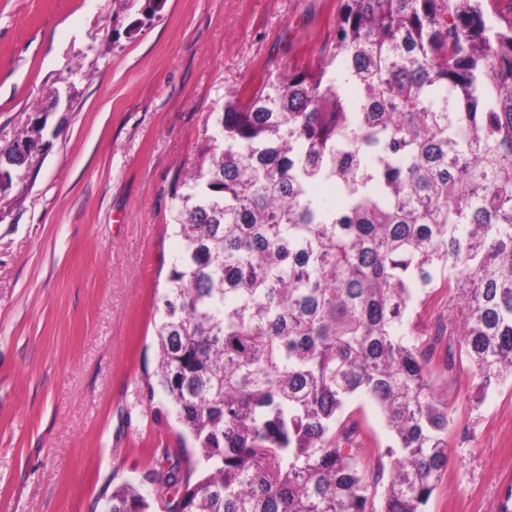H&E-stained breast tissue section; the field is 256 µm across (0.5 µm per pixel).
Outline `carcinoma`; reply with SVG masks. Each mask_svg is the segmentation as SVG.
<instances>
[{"mask_svg": "<svg viewBox=\"0 0 512 512\" xmlns=\"http://www.w3.org/2000/svg\"><path fill=\"white\" fill-rule=\"evenodd\" d=\"M327 70L232 91L178 175L180 237L147 377L192 439L101 512H424L448 464L411 319L448 299L446 366L512 381V22L482 0H341ZM12 188L43 147L39 116ZM360 394L389 466L360 467Z\"/></svg>", "mask_w": 512, "mask_h": 512, "instance_id": "cac0c4a2", "label": "carcinoma"}]
</instances>
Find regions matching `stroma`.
<instances>
[{
    "instance_id": "stroma-1",
    "label": "stroma",
    "mask_w": 512,
    "mask_h": 512,
    "mask_svg": "<svg viewBox=\"0 0 512 512\" xmlns=\"http://www.w3.org/2000/svg\"><path fill=\"white\" fill-rule=\"evenodd\" d=\"M0 0V142L49 111L29 188L0 221V512H94L108 485L165 468L180 429L156 366L158 299L178 241L175 176L227 91L316 69L339 0ZM453 408L425 512H501L512 491V381L480 393L434 358ZM372 471L392 443L346 404Z\"/></svg>"
}]
</instances>
